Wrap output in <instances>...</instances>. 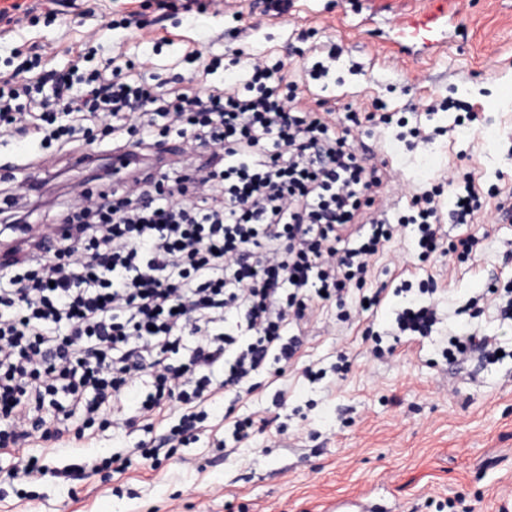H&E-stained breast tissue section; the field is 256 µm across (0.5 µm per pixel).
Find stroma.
Listing matches in <instances>:
<instances>
[{
	"instance_id": "stroma-1",
	"label": "stroma",
	"mask_w": 512,
	"mask_h": 512,
	"mask_svg": "<svg viewBox=\"0 0 512 512\" xmlns=\"http://www.w3.org/2000/svg\"><path fill=\"white\" fill-rule=\"evenodd\" d=\"M193 24L180 14L159 20L154 0H60L46 21L40 0L34 21L0 28V68H13L43 49L41 64L64 68L85 48L97 60L123 53L153 55L168 72L190 47L232 59L235 52L265 53L301 62L309 46L334 44L342 53L325 94L328 109L364 111L381 102L387 111L424 112L448 97L470 101L478 115L472 129L454 126L449 112L435 114L430 141L407 149L397 126H368L361 139L369 162L397 169L402 185L388 184L384 200L402 210L410 193L437 183L448 170L474 172L485 195L472 223L442 221L447 241L472 234L483 242L473 261L433 256L426 274L437 284L439 321L431 336L394 342L400 300L385 293L376 312L339 322L335 305L317 308L300 335L295 361L283 374L266 369L251 393L220 394L195 443L177 449L158 467L140 463L116 472L87 473L79 482L54 470L111 454L125 455L151 435L109 429L68 443L31 444L47 473L22 478L21 458H0V512H329L339 500L371 498L388 512H512V324L501 322L483 296L491 281L512 282V220L496 221L499 203L512 201V0H458L442 48L411 46L397 56L400 0H376L372 25L359 27L360 0H294L275 23L257 25L254 0H241L248 40L232 38L222 0H198ZM135 13L136 26L109 29L110 19ZM168 37L160 53L152 46ZM499 187L500 197L488 196ZM468 326L496 337L509 356L496 364L471 355L445 362L450 332ZM394 352L374 358L371 333ZM351 368L338 379V352ZM323 370L312 381L305 368ZM264 420L248 440L234 443V420Z\"/></svg>"
}]
</instances>
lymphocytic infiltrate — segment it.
I'll return each instance as SVG.
<instances>
[{"mask_svg":"<svg viewBox=\"0 0 512 512\" xmlns=\"http://www.w3.org/2000/svg\"><path fill=\"white\" fill-rule=\"evenodd\" d=\"M338 53L307 57L294 80L282 59L248 54L233 76L209 84L223 58L197 50L184 57L196 83L161 80L149 57L121 54L99 69L91 50L64 72L30 58L0 70L1 144L29 136L85 164L86 146L100 139L136 187L103 190L101 173L100 191L71 187L49 241L18 238L26 211L0 225V454L66 441L77 422L91 431L160 424L176 403L182 414L160 443L90 467L158 462L161 448L194 441L218 393L288 365L290 331L325 299L362 286L391 241L408 237L422 263L445 250L474 258L475 237L448 245L439 233L444 214L472 223L481 207L474 173L449 172L447 184L464 189L446 212L439 184L413 193L402 212L377 203L395 172L366 167L352 130L395 124L419 140L424 130L390 112L325 110L311 90ZM172 138L197 162L171 160ZM428 292L423 281L396 286L401 335L431 334ZM499 350L466 328L442 356L477 351L493 363Z\"/></svg>","mask_w":512,"mask_h":512,"instance_id":"obj_1","label":"lymphocytic infiltrate"}]
</instances>
